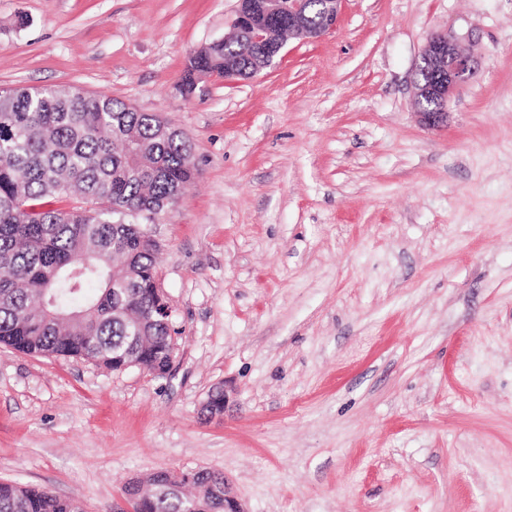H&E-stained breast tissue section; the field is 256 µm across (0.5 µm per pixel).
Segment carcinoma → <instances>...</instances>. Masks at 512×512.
<instances>
[{"label": "carcinoma", "mask_w": 512, "mask_h": 512, "mask_svg": "<svg viewBox=\"0 0 512 512\" xmlns=\"http://www.w3.org/2000/svg\"><path fill=\"white\" fill-rule=\"evenodd\" d=\"M259 47L214 43L189 57L185 92L224 60L250 70ZM191 144L159 115L64 86L0 91V344L79 358L110 371L131 349L154 369L173 353L174 325L154 312L160 249L140 223L197 169ZM66 201L70 207L57 203ZM167 475L128 484L134 512H224V474L198 470L180 489ZM0 512H82L47 488L0 480Z\"/></svg>", "instance_id": "cac0c4a2"}]
</instances>
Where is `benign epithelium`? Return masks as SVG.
Segmentation results:
<instances>
[{
    "instance_id": "7a95c632",
    "label": "benign epithelium",
    "mask_w": 512,
    "mask_h": 512,
    "mask_svg": "<svg viewBox=\"0 0 512 512\" xmlns=\"http://www.w3.org/2000/svg\"><path fill=\"white\" fill-rule=\"evenodd\" d=\"M290 2L285 8L281 0H240L231 33L246 32L260 45L257 73L275 63L287 39L311 41L336 28L342 0H320L316 21L307 14L308 0ZM425 65L429 66L427 78L418 75L415 79V105L422 123L435 128L446 122L448 99L475 74L477 61L464 38L446 32L427 39L417 69ZM426 100L438 106L425 108L422 103Z\"/></svg>"
}]
</instances>
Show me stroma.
Returning <instances> with one entry per match:
<instances>
[{"label":"stroma","mask_w":512,"mask_h":512,"mask_svg":"<svg viewBox=\"0 0 512 512\" xmlns=\"http://www.w3.org/2000/svg\"><path fill=\"white\" fill-rule=\"evenodd\" d=\"M237 8L0 0V90L160 114L198 169L149 226L172 371L0 346V479L84 512L201 468L244 512H512V0H344L322 39L183 97ZM448 31L478 69L432 129L415 70Z\"/></svg>","instance_id":"35a3bbf8"}]
</instances>
